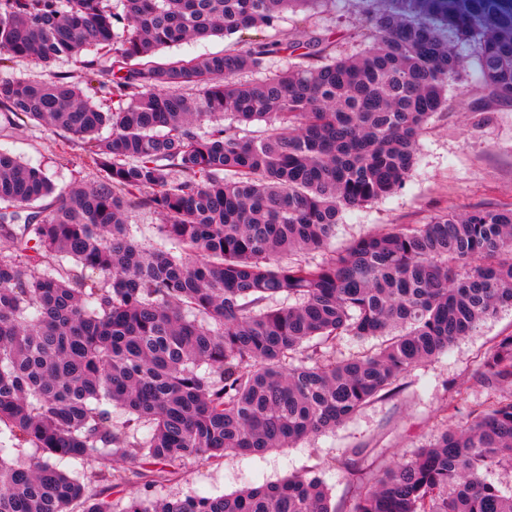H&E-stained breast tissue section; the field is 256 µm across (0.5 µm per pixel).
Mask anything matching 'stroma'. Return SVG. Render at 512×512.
<instances>
[{
  "label": "stroma",
  "mask_w": 512,
  "mask_h": 512,
  "mask_svg": "<svg viewBox=\"0 0 512 512\" xmlns=\"http://www.w3.org/2000/svg\"><path fill=\"white\" fill-rule=\"evenodd\" d=\"M372 8L371 0H318L313 7L284 12L274 26L223 39L181 42L164 48L163 54L193 57L267 37L291 39L314 31L331 34L334 54L349 57L365 47L361 33ZM458 53L463 60L462 85L449 87L447 109L431 117L416 164L402 187L371 205L345 212L331 249L341 250L390 224H424L447 211L466 213L512 203V100L485 89L473 47L459 46ZM475 113L491 118L478 135L470 128ZM0 149L41 167L60 189L98 179L97 171L85 166L78 142L48 126L1 127ZM511 332L512 310L500 311L442 354L413 367L396 395L372 402L336 430L260 456L229 455L218 466L186 463L171 481L152 486L149 493L168 499L217 497L291 475H316L341 512H352L360 490L337 467V458L362 449L365 472L371 475L433 443L447 425L462 420L472 405L487 398L473 374L486 348Z\"/></svg>",
  "instance_id": "obj_1"
}]
</instances>
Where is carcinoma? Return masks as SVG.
Segmentation results:
<instances>
[{
    "label": "carcinoma",
    "instance_id": "carcinoma-1",
    "mask_svg": "<svg viewBox=\"0 0 512 512\" xmlns=\"http://www.w3.org/2000/svg\"><path fill=\"white\" fill-rule=\"evenodd\" d=\"M317 2L121 0L119 13L110 0H0L4 123L62 130L99 172L57 193L41 168L0 150V241L12 249L0 253V432L42 452L23 461L0 445V512H114L103 488L144 471L163 482L190 460L218 465L334 430L512 309V204L305 258L328 249L345 211L402 186L462 80L452 43L474 46L484 86L512 99V0H375L384 8L356 59L332 57L325 34L157 58ZM87 52L97 101L67 74L4 73L17 58ZM285 53L305 63L241 79ZM227 115L267 132L242 136ZM131 206L162 217L165 246L138 243ZM346 336L382 343L338 360ZM474 382L490 396L379 475L353 512H512V493L487 479L512 469V333ZM362 454L337 466L358 480ZM54 458L91 469L72 477ZM121 512L336 507L320 478L296 475L218 497L132 492Z\"/></svg>",
    "mask_w": 512,
    "mask_h": 512
}]
</instances>
